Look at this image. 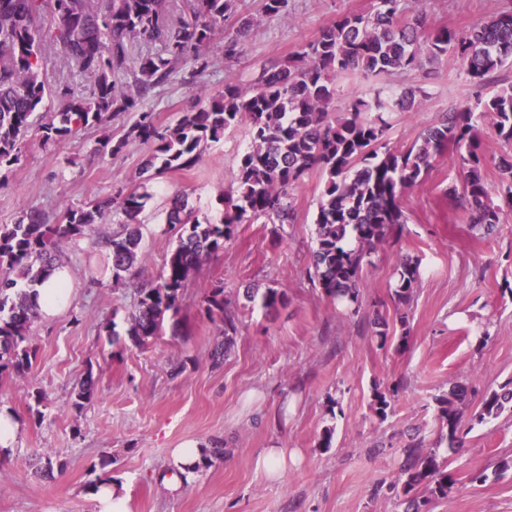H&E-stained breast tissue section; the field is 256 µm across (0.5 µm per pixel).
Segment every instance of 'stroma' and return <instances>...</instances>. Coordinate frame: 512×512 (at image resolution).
Masks as SVG:
<instances>
[{"instance_id": "35a3bbf8", "label": "stroma", "mask_w": 512, "mask_h": 512, "mask_svg": "<svg viewBox=\"0 0 512 512\" xmlns=\"http://www.w3.org/2000/svg\"><path fill=\"white\" fill-rule=\"evenodd\" d=\"M373 0H288L283 14L268 18L261 0H237L254 27L237 62L214 56L205 74L182 65L145 100L160 125L175 123L197 102L226 83L249 86L272 58L283 59L314 40L340 13H364ZM431 27L466 29L484 19L488 0H424ZM389 86L419 85L426 101L391 113L389 145L403 148L434 125L443 112L473 106L512 83L503 67L482 88L469 87L452 57L423 71L396 74ZM115 117L104 129L87 128L43 147L31 131L19 167L0 183V224L13 223L22 207L59 215L90 199L132 187L146 146L133 144L102 157L100 143L119 139L136 120ZM249 125L230 128L210 144L198 167L148 182L152 198L142 214L143 250L138 281L159 279L177 236L165 222L173 197L187 195L199 217L220 218L218 187H230ZM462 170L440 158L405 198L408 222L398 241L372 253L364 266L359 315L336 308L310 272L314 219L323 187L313 174L293 191L296 221L279 226L239 225L233 239L192 273L178 315L182 335L165 330L147 345L112 341L104 327L123 331L133 288L114 286L103 247L84 238L64 243L72 275L70 305L38 319L29 345L36 351L25 376L0 374V410L11 412L19 432L7 465L0 466V512H98L92 488L106 477L126 486L128 512H398L393 499L373 489L394 481L410 434L437 436L436 396L453 383L468 385L463 405L465 446L450 454L451 496L430 512H512V472L473 476L512 455V413L482 422L475 416L486 391L512 381V219L485 237L472 234L443 191ZM420 262L421 277L408 308L409 324L395 323L391 293L397 265ZM223 282L237 302L239 330L221 367L210 354L223 342L221 322L200 312L206 289ZM282 288L288 305L276 314L244 300L247 287ZM390 320L391 341L379 345L368 325L374 313ZM407 336L406 346L397 338ZM179 376H172L176 365ZM93 376L95 395L74 409L71 394ZM401 383L386 419L370 409L374 387ZM330 447H320L324 432ZM189 440L222 443L224 456L188 475L179 494L165 487L170 451ZM266 448H285L297 460L279 479L256 467ZM51 455L53 478L36 474L33 458Z\"/></svg>"}]
</instances>
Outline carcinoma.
I'll return each instance as SVG.
<instances>
[{
    "label": "carcinoma",
    "instance_id": "obj_1",
    "mask_svg": "<svg viewBox=\"0 0 512 512\" xmlns=\"http://www.w3.org/2000/svg\"><path fill=\"white\" fill-rule=\"evenodd\" d=\"M236 0H186L179 24L169 22V0H0V171L18 166L32 128L41 129L43 146L71 138L77 130L100 127L123 112H134L157 87L169 81L180 63L193 64L201 75L212 65L207 49L224 21V59L240 54L254 18L236 12ZM428 18L419 0H375L368 14L343 12L317 39L284 60H271L246 88L227 83L204 94L205 101L162 126L153 113L138 120L112 144L108 155L129 145L148 146L138 178L194 168L204 149L224 138L239 123L249 124L250 141L242 152L229 192L219 191L224 217L202 221L185 197L176 199L165 223L179 227L176 248L157 281L134 288V312L124 336L142 346L163 330L167 315L177 316L183 288L199 263L224 248L241 224L264 218L272 224L296 221L293 190L313 172L325 177L314 220L315 287L351 314L359 313L364 260L407 222L404 197L419 185L438 159L454 156L466 169L461 184L448 185V202L462 211L473 234L493 232L512 215V85L475 108L442 115L408 147L393 149L387 138L389 114L421 105L426 91L409 86L388 95L351 98L344 110L333 107L336 82L359 76L383 80L397 72L417 71L425 62L448 54L463 64L467 81L483 86L512 64V8H490L478 24L464 30L440 27L427 32ZM58 49L65 62L94 84L88 97L67 83L48 85L41 73L46 48ZM511 151L487 158L481 126ZM493 161L499 185L491 187L484 170ZM151 194L140 183L115 196L99 197L85 207L64 209L57 224L29 207L12 224L0 225V372L23 375L35 350L24 345L38 313L18 281L32 286L61 267L57 243L90 237L109 251L113 281L138 274L143 234L140 215ZM117 225L112 233L105 228ZM392 293L396 321L408 324L420 266L402 258ZM248 301L260 300L275 313L288 305L281 288L246 289ZM201 312L224 324V342L211 353L213 365L224 362L234 345L239 318L224 282L207 289ZM87 376L73 391L82 408L94 396ZM467 386L455 384L436 398L439 432L434 443L412 439L402 448L394 482L378 486L395 494L403 512H422L429 500L446 499L454 485L442 444L456 451ZM392 392L374 388L370 407L380 419L391 408ZM512 411V386L484 394L478 421Z\"/></svg>",
    "mask_w": 512,
    "mask_h": 512
}]
</instances>
